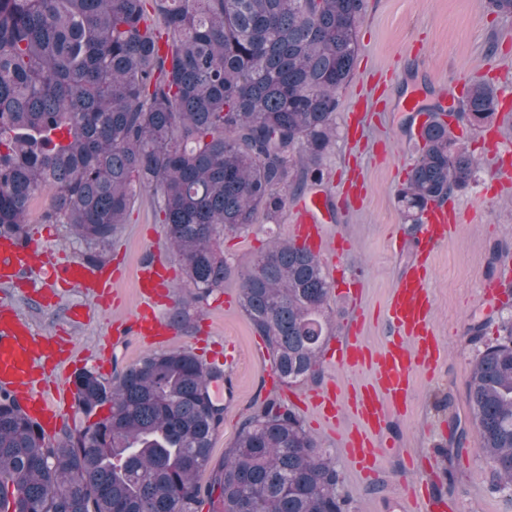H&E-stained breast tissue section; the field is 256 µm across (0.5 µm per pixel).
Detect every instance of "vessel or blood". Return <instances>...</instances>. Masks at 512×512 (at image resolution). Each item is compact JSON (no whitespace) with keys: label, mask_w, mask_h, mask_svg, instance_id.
<instances>
[{"label":"vessel or blood","mask_w":512,"mask_h":512,"mask_svg":"<svg viewBox=\"0 0 512 512\" xmlns=\"http://www.w3.org/2000/svg\"><path fill=\"white\" fill-rule=\"evenodd\" d=\"M331 204L324 193L302 203L290 230L312 250L339 255L346 250V242L327 239L322 224ZM460 222V215L449 205H432L424 211L416 243L418 255L405 267L389 296V335L381 351H373L363 341L356 322L337 340L333 350L337 366L370 372L369 381L347 391L332 383L295 398L301 408L313 411L324 427L339 431L341 452L352 471L363 479L373 476L378 451L392 450L388 422L392 415L405 414L417 371H432L440 355L428 260L435 246L449 239ZM33 272L48 286L64 280L103 295L119 279L118 274L97 270L80 260L53 267L42 244L33 242L21 248L10 239L0 238V283H16ZM136 278L144 303L136 314L114 323V333L106 342L115 345L125 334L165 347L176 331L155 307L170 302L168 270L148 261L139 266ZM62 354L57 336L36 331L18 310L0 307V392L10 393L27 416L45 429L75 404L72 381L58 372ZM346 416L352 424L344 430L340 422Z\"/></svg>","instance_id":"obj_1"}]
</instances>
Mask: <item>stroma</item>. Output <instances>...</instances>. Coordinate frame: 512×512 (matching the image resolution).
<instances>
[{
    "instance_id": "stroma-1",
    "label": "stroma",
    "mask_w": 512,
    "mask_h": 512,
    "mask_svg": "<svg viewBox=\"0 0 512 512\" xmlns=\"http://www.w3.org/2000/svg\"><path fill=\"white\" fill-rule=\"evenodd\" d=\"M357 41L351 75L338 91L336 141L323 159L321 185L289 197L276 221L261 218L249 232L226 236L229 272L223 288L204 301L191 300L190 289L184 288L165 226L145 194L103 247L76 240L65 225L40 223L38 213L46 199H38L37 212L29 218L31 238L43 239L56 264L79 259L124 268L126 275L115 286L118 303L107 308L94 294L58 285L51 290L50 306L44 308L31 298L28 286L0 285V302L12 303L41 330L61 336L75 370H92L109 325L133 314L141 303L134 270L145 259L160 258L172 270L173 299L188 302V320L178 326L173 347L207 351L230 344L239 355L234 395L219 400L224 414L213 437V462L224 460L257 407L286 395V385L268 383L269 356L257 353L261 339L239 304L241 275L271 234L289 237L294 209L304 198L323 191H352V200L323 221L328 237L349 245L340 258L321 255L325 273L341 271L361 288L355 300L334 296L332 336H345L359 311L365 316L366 343L380 348L388 334L389 294L414 257L417 233L415 225L405 223L395 198L417 143L409 113L397 108L399 99L415 89L421 105L440 104L442 93L451 92L460 76L476 73L502 93L512 92V16L494 13L489 0H365ZM357 105L363 110V134L356 139L348 131V121ZM466 138L480 171L474 183L453 192L448 202L468 220L435 249L431 261L441 355L433 373L415 377L407 414L393 417L396 449L378 457L377 480L367 482L355 475L336 437L311 412L299 413L317 447L329 450L336 462L341 477L337 491L347 499L348 512H413L411 490L429 470L435 473L432 493L452 503L453 512H512V493L497 488L490 466L478 452L480 436L466 423L471 367L486 345L495 343L502 322L512 318V296L488 301L482 294L492 269L512 266V188L490 190L493 161L484 130L467 132ZM76 305L84 314L74 320L68 311ZM476 323L485 326L477 341L468 333Z\"/></svg>"
}]
</instances>
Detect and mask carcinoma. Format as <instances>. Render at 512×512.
Wrapping results in <instances>:
<instances>
[{
	"mask_svg": "<svg viewBox=\"0 0 512 512\" xmlns=\"http://www.w3.org/2000/svg\"><path fill=\"white\" fill-rule=\"evenodd\" d=\"M364 0H0V236L43 224L108 244L148 193L194 298L224 285V236L271 217L323 180L338 90L358 52ZM499 107L475 79L455 111L436 106L396 191L412 224L471 184L478 164L451 122L476 130ZM453 121H447V118ZM333 284L304 246L270 237L239 302L283 383L319 374ZM223 371L191 352L151 354L106 381L75 376L92 426L53 442L0 394V501L15 512H346L340 474L286 403L257 408L211 466ZM468 418L500 488L512 491V320L474 362ZM210 472L209 480L200 481Z\"/></svg>",
	"mask_w": 512,
	"mask_h": 512,
	"instance_id": "obj_1",
	"label": "carcinoma"
}]
</instances>
